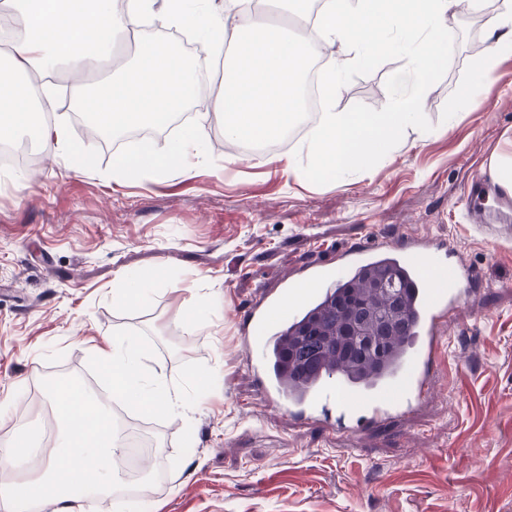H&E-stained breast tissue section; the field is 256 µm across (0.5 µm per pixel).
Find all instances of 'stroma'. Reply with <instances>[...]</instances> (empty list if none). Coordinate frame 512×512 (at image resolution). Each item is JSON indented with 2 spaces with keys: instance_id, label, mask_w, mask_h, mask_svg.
Listing matches in <instances>:
<instances>
[{
  "instance_id": "35a3bbf8",
  "label": "stroma",
  "mask_w": 512,
  "mask_h": 512,
  "mask_svg": "<svg viewBox=\"0 0 512 512\" xmlns=\"http://www.w3.org/2000/svg\"><path fill=\"white\" fill-rule=\"evenodd\" d=\"M481 15L456 13L448 58L425 102L435 133L408 129L391 157L343 180L290 177L242 157L224 161L211 119L193 175L112 180V153L55 118L94 154L77 174L61 157L40 169L0 166V439L41 427L48 385L73 376L102 388L97 350L132 331L190 401L182 416L126 409L166 454L144 512H512V223L475 224L465 192L512 138V58L479 105L458 110ZM388 53L350 67L336 87L343 112H375L407 66ZM458 111L456 122L448 114ZM440 239L482 276L449 334L429 399L411 419L367 431L357 446L279 416L255 385L240 322L273 284L336 253L402 237ZM167 268L149 301L112 303L122 272ZM208 300L211 320L177 312Z\"/></svg>"
}]
</instances>
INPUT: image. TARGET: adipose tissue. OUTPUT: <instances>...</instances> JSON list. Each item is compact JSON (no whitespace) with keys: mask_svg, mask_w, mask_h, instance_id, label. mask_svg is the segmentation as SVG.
<instances>
[{"mask_svg":"<svg viewBox=\"0 0 512 512\" xmlns=\"http://www.w3.org/2000/svg\"><path fill=\"white\" fill-rule=\"evenodd\" d=\"M14 26L9 42L8 69L0 73V141L29 133L42 151L74 161L77 171L88 170L83 145L72 140L68 125L32 122L29 73L63 67L84 72L89 60L111 54L118 34L137 30L154 17L160 25L195 30L202 51L224 55L226 41L237 42L240 55L224 66V88L213 110L224 120L229 142H264L283 138L302 115V59L319 56L330 43L346 47V58L328 56L324 65L325 102L320 120L307 132L302 147L287 155H261V165H282L289 174L328 173L343 177L364 167L374 157L391 156L405 130L419 128L422 138L433 130L424 121V103L434 77L448 57L449 20L459 8L481 9L483 0H325L316 15V38L294 40L269 33L267 18L254 0H226L215 11L211 0H164L155 11L154 0H128L124 11L112 9V0H0ZM484 47L473 55L470 78L459 88L458 101L467 108L488 96L501 60L512 54V0H502L486 18ZM401 51L409 64L392 78V97L378 112H339L331 102L336 85L348 66ZM197 91V75L180 52L158 44L140 49L138 59L118 67L112 79L77 101L103 133L121 135L129 128L154 124L180 111ZM209 133L195 125L166 152L144 142L113 160L112 179L145 172L162 177L169 168L190 172L194 159L204 154ZM160 270L122 274L112 290L118 307H136L147 301ZM146 351L134 335L113 338L100 359L112 371V393L144 408L164 413L187 411L181 391L166 377L146 367ZM60 429L53 451L41 472L0 486V512H43L44 490L53 487L54 500L66 505L70 486L83 491L114 490V512H126L129 501L119 492L125 482L119 461L124 442L112 423L108 406L95 395L68 386L51 396ZM83 411L86 426H75L72 411Z\"/></svg>","mask_w":512,"mask_h":512,"instance_id":"adipose-tissue-1","label":"adipose tissue"}]
</instances>
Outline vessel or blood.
Instances as JSON below:
<instances>
[{
	"label": "vessel or blood",
	"instance_id": "1",
	"mask_svg": "<svg viewBox=\"0 0 512 512\" xmlns=\"http://www.w3.org/2000/svg\"><path fill=\"white\" fill-rule=\"evenodd\" d=\"M511 197L490 194L483 178H476L466 198L469 214L482 218ZM448 266L443 244L422 247L415 238L376 244L337 253L335 266L312 265L266 290L242 319L244 351L252 376L270 408L293 422L315 424L349 440L368 427L409 415L430 395L437 363L447 342V329L464 304L482 286L471 268H450L447 287L423 275L424 263ZM374 264L394 266L411 288V338L393 369L370 388L356 386L337 373L293 391L273 364L284 347L285 332L316 306L332 298L339 284L353 280Z\"/></svg>",
	"mask_w": 512,
	"mask_h": 512
}]
</instances>
